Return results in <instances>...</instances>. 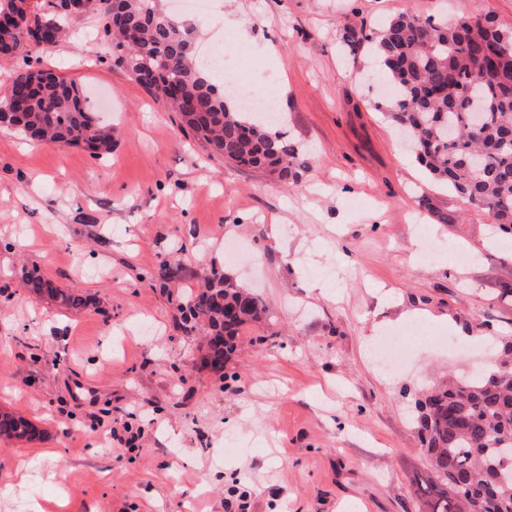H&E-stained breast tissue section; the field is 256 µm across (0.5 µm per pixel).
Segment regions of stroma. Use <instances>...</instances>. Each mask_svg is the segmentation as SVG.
<instances>
[{"label":"stroma","instance_id":"stroma-1","mask_svg":"<svg viewBox=\"0 0 512 512\" xmlns=\"http://www.w3.org/2000/svg\"><path fill=\"white\" fill-rule=\"evenodd\" d=\"M218 5L277 96L296 184L208 155L116 65L98 15L0 61V95L24 71H53L113 135L97 158L0 127V409L44 432L0 441V512H239L241 492L246 512H418L415 393L485 367L512 336V249L374 110L370 54L340 46L349 23L413 11L439 22L478 10L512 28V0ZM214 269L270 310L220 371L206 332L180 328L182 299ZM27 270L91 304L31 295ZM412 324L422 334L390 373L375 344Z\"/></svg>","mask_w":512,"mask_h":512}]
</instances>
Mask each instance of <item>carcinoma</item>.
Listing matches in <instances>:
<instances>
[{
    "mask_svg": "<svg viewBox=\"0 0 512 512\" xmlns=\"http://www.w3.org/2000/svg\"><path fill=\"white\" fill-rule=\"evenodd\" d=\"M126 26L112 29L119 66L141 63L149 70L140 85L179 113L182 124L214 156L238 166L277 174L291 183L299 150L285 133L234 104L195 58L197 25L169 14L159 0H124ZM56 0H46L33 25L42 39L63 36ZM478 11L448 23L415 13L398 14L377 29L346 26L340 42L355 55L372 46L387 90L374 107L386 113L413 143L417 161L431 177L465 202L486 210L499 229H512V39L502 43L500 26ZM473 85L483 107L482 124L458 92ZM77 84L53 72L31 90L17 77L0 101V123L34 140L79 147L100 157L112 153V127L80 103ZM28 291L62 307L85 308L91 300L52 287L35 273ZM183 328L204 326L212 339L214 365L236 350L239 328L258 322L268 309L255 294L214 270L204 288L180 307ZM415 422L426 468L416 479L419 512H512V477L496 481L494 464L512 453V376L496 369L432 388L415 401ZM41 431L26 418L0 411V439L32 441Z\"/></svg>",
    "mask_w": 512,
    "mask_h": 512,
    "instance_id": "carcinoma-1",
    "label": "carcinoma"
}]
</instances>
